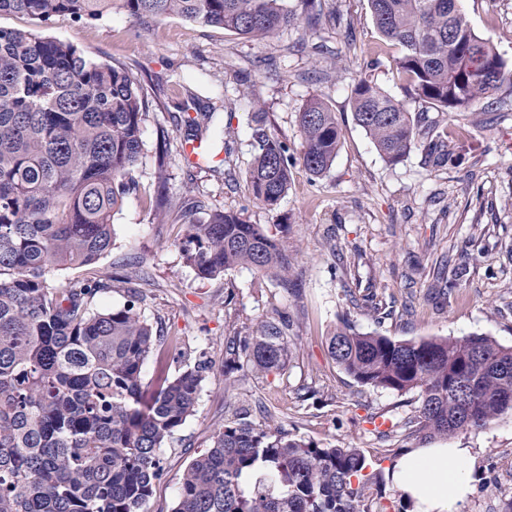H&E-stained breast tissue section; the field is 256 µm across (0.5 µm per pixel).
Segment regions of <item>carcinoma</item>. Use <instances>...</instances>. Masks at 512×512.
<instances>
[{
  "label": "carcinoma",
  "instance_id": "obj_1",
  "mask_svg": "<svg viewBox=\"0 0 512 512\" xmlns=\"http://www.w3.org/2000/svg\"><path fill=\"white\" fill-rule=\"evenodd\" d=\"M381 37L398 47L405 96L443 115L469 112L501 89L506 63L478 38L456 0H369ZM311 24L322 0H299ZM118 9L145 21L178 17L252 38L296 21L283 0H0V15L46 23L59 14L96 21ZM354 120L380 155L398 164L419 135L403 104L361 77ZM148 101L122 67L69 42L0 28V512H145L161 474L160 448L196 411L208 366L198 362L153 390L152 357L168 358L164 335L133 298L96 311L111 277L54 288L47 275L89 266L111 249L112 213L135 189ZM252 196L273 210L289 189L286 141L255 117ZM300 159L315 176L332 166L341 132L320 95L298 114ZM180 250L201 278L250 266L288 287L283 242L216 211L191 224ZM291 320L260 321L224 350V382L281 371L296 350ZM328 352L362 386L419 393L410 433L447 437L512 416V347L485 334L396 341L360 333L347 320ZM247 409L224 420L211 446L185 469L172 512H375L381 473L365 453L270 432Z\"/></svg>",
  "mask_w": 512,
  "mask_h": 512
}]
</instances>
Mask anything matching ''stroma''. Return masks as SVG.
<instances>
[{"instance_id": "35a3bbf8", "label": "stroma", "mask_w": 512, "mask_h": 512, "mask_svg": "<svg viewBox=\"0 0 512 512\" xmlns=\"http://www.w3.org/2000/svg\"><path fill=\"white\" fill-rule=\"evenodd\" d=\"M459 7L512 73V0H459ZM324 9L317 26L301 19L263 41L177 17L142 24L118 10L90 24L67 15L44 25L0 17L1 28L32 30L125 67L148 96L136 188L112 216L111 249L92 266L48 276L55 288L95 274L140 278L141 314L171 344L169 374L209 365L195 414L160 450L163 472L146 512H171L184 470L214 431L234 408L259 401L275 412L256 423L369 456L384 447L472 449L473 492L461 512H502L512 499V417L447 438L407 435L403 423L418 394L361 386L327 351L344 318L359 332L399 341L482 333L512 346V96L449 118L448 160L431 165L428 128L439 115L405 98L396 50L384 45L368 0H326ZM362 76L419 120L422 134L399 164L387 163L354 120L351 91ZM314 94L342 132L335 161L319 177L299 160L297 116ZM196 112L207 159L194 165L184 157V120ZM259 112L295 159L291 187L272 210L247 184ZM161 188L172 201L163 211L153 207ZM224 209L242 211L284 242L287 286L245 266L204 279L184 263L189 224ZM277 311L291 318L295 357L279 372H239L236 389L225 392V342ZM371 415L392 421L390 438L378 437Z\"/></svg>"}]
</instances>
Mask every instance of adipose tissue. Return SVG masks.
<instances>
[{"label": "adipose tissue", "instance_id": "adipose-tissue-1", "mask_svg": "<svg viewBox=\"0 0 512 512\" xmlns=\"http://www.w3.org/2000/svg\"><path fill=\"white\" fill-rule=\"evenodd\" d=\"M474 461L468 448H420L395 463V487L409 496L413 512H460Z\"/></svg>", "mask_w": 512, "mask_h": 512}]
</instances>
